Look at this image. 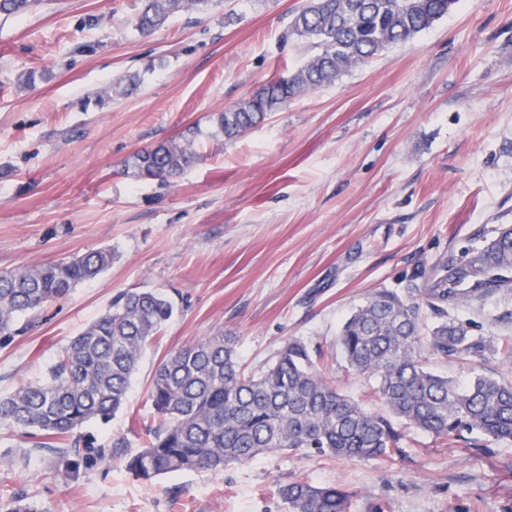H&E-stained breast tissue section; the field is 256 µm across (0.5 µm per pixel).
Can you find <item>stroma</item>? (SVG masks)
<instances>
[{
  "label": "stroma",
  "instance_id": "1",
  "mask_svg": "<svg viewBox=\"0 0 512 512\" xmlns=\"http://www.w3.org/2000/svg\"><path fill=\"white\" fill-rule=\"evenodd\" d=\"M306 0H213L150 34L141 0H43L0 18V271L110 248L112 265L0 348V396L41 378L57 353L126 291L169 298L174 317L144 352L123 408L90 423L100 443L139 451L154 424L157 364L194 338L237 337L242 362L266 365L300 338L329 361L342 392L379 409L350 374L337 337L369 296L406 287L449 250L512 224V0H459L412 39L335 84L300 95L232 142L209 118L308 59L289 35ZM96 24H88V17ZM34 84H25L29 72ZM138 74L130 96L112 84ZM199 162L171 185L126 175L137 150L185 127ZM483 337L472 366L429 360L460 384L512 377L496 345L512 336V294L459 308ZM471 447L409 428L403 460L329 459L284 450L223 472L145 484L120 462L73 481L56 457L0 429V507L23 490L39 512H288L280 482L339 485L350 512H512V441ZM26 478L16 487L15 473Z\"/></svg>",
  "mask_w": 512,
  "mask_h": 512
}]
</instances>
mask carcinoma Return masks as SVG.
Here are the masks:
<instances>
[{
    "label": "carcinoma",
    "instance_id": "cac0c4a2",
    "mask_svg": "<svg viewBox=\"0 0 512 512\" xmlns=\"http://www.w3.org/2000/svg\"><path fill=\"white\" fill-rule=\"evenodd\" d=\"M209 0H144L136 28L149 33L175 12ZM457 0H310L290 34L308 39L309 59L286 77L271 79L238 104L212 115L213 135L232 141L284 103L336 82L389 45L429 28ZM40 0H0V14L22 15ZM196 129L134 153L126 173L168 184L198 161ZM112 265L99 248L56 263L0 272V347L78 284ZM512 292V226L503 224L481 247L450 250L402 291L379 290L343 323L338 344L346 368L374 381L385 412H369L348 398L318 366L322 353L291 339L257 371L241 362L236 338L218 332L170 352L158 364L150 400L160 423L147 445L123 454L124 441L105 445L86 424L107 423L125 403L132 375L147 346L174 316L173 303L155 291L124 292L56 355L43 378L24 381L0 397V426L60 458L58 474L76 479L118 457L135 478L172 473H218L232 463L288 450L321 457L402 458L409 427L457 446L478 431L512 441V379L477 376L461 385L427 367L428 357L466 367L486 349L448 310ZM435 315L428 325L422 308ZM428 356H423L422 351ZM277 494L288 512H350L341 486L307 480L282 483Z\"/></svg>",
    "mask_w": 512,
    "mask_h": 512
}]
</instances>
